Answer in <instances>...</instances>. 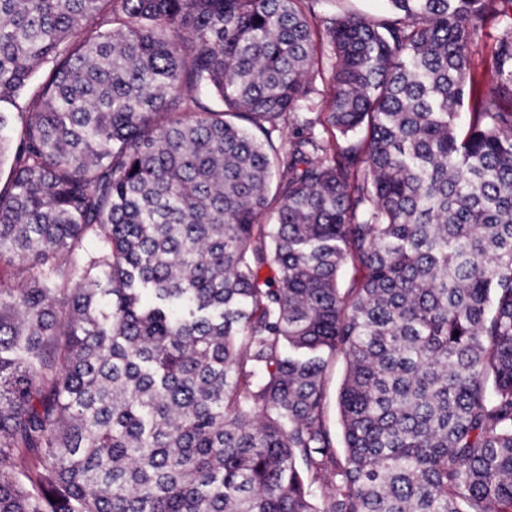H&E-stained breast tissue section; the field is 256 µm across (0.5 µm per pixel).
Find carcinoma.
I'll return each instance as SVG.
<instances>
[{"instance_id":"carcinoma-1","label":"carcinoma","mask_w":512,"mask_h":512,"mask_svg":"<svg viewBox=\"0 0 512 512\" xmlns=\"http://www.w3.org/2000/svg\"><path fill=\"white\" fill-rule=\"evenodd\" d=\"M320 2L0 0V512H512V14ZM491 10L488 13V20L485 25V33L478 43L472 46L470 55L473 74L477 82L486 89L494 86L496 74L492 68V59L496 51L498 37L507 18L498 16L499 11L507 9V5L494 0ZM315 52L316 56L319 58L322 64V73L317 75L315 84L319 91L311 101L309 107L313 110V112H323L327 109V104L330 98V86L328 82L330 48L325 39L323 41L317 42ZM345 374V363L338 360L331 368L329 373V390L327 397L329 419L332 427L337 433L339 442H341V428L339 425V413L337 407V394L342 384Z\"/></svg>"}]
</instances>
